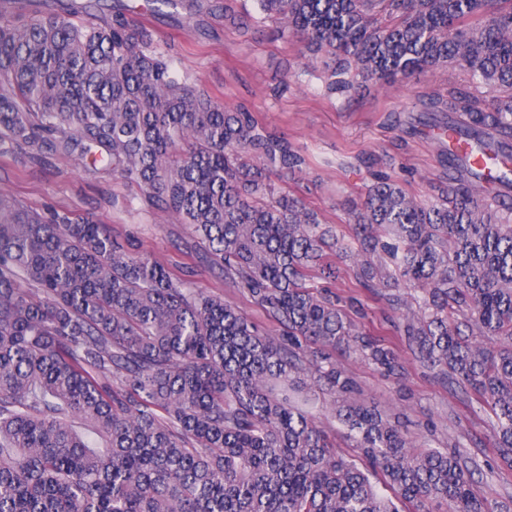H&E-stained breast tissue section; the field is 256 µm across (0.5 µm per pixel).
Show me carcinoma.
I'll return each mask as SVG.
<instances>
[{"instance_id": "cac0c4a2", "label": "carcinoma", "mask_w": 512, "mask_h": 512, "mask_svg": "<svg viewBox=\"0 0 512 512\" xmlns=\"http://www.w3.org/2000/svg\"><path fill=\"white\" fill-rule=\"evenodd\" d=\"M179 8L236 17L242 37L276 24L325 54L331 89L449 62L497 94L432 95L424 125L512 161V0H143L103 24L67 0L1 21L0 141L137 184L280 336L103 225L0 194V512H492L456 442L418 444L358 398L336 350L392 374L397 356L348 318L364 315L357 300L313 280L336 277L329 256L349 253L365 287L420 292L390 298L400 335L491 409L511 459L512 180L486 191L483 170L448 160L440 137L436 197L380 179L338 237L275 188L302 171L300 150L173 71L145 16ZM311 385L333 397L353 453L303 408Z\"/></svg>"}]
</instances>
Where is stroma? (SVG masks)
Instances as JSON below:
<instances>
[{
    "label": "stroma",
    "mask_w": 512,
    "mask_h": 512,
    "mask_svg": "<svg viewBox=\"0 0 512 512\" xmlns=\"http://www.w3.org/2000/svg\"><path fill=\"white\" fill-rule=\"evenodd\" d=\"M149 24L171 47L172 66L214 99L247 103L259 120L307 156L308 164L288 188L336 228L348 233L345 211L362 202L377 173H389L412 195L427 198L445 175L434 141L407 135L395 120L419 122L418 98L451 88L474 90L469 75L439 66L391 84H371L359 92H328L322 55L303 43L284 42L268 25L260 36L240 38L232 20L186 12L149 17ZM489 93V86H482ZM0 193L27 208L54 209L106 226L113 237L162 264L173 277L224 296L263 329H271L261 309L242 289L225 283L224 271L195 249L187 225L144 208L136 185L113 179L61 154L41 160L9 143L0 144ZM353 261L339 264L330 289L360 300L366 317L361 328L394 346L405 369L402 378L376 370L354 353H338V363L356 380L363 399L404 415L409 435L438 447L455 440L463 459L481 467L476 488L489 505L512 497V466L493 445L494 417L475 397L462 394L421 366L397 334L400 316L388 303V289L363 287Z\"/></svg>",
    "instance_id": "stroma-1"
}]
</instances>
